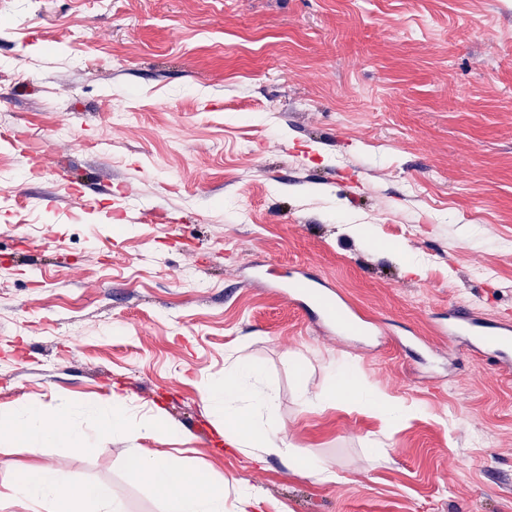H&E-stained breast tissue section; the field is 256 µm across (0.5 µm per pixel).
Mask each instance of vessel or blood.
<instances>
[{"label": "vessel or blood", "instance_id": "b4317fda", "mask_svg": "<svg viewBox=\"0 0 512 512\" xmlns=\"http://www.w3.org/2000/svg\"><path fill=\"white\" fill-rule=\"evenodd\" d=\"M294 294L301 307L314 315L339 335L360 336L364 329L355 311L343 299L333 298L323 289L322 281L315 280L301 269L290 275ZM446 332L449 338H467L473 348L492 352L502 363L512 365V324L473 317L465 309H454L448 315Z\"/></svg>", "mask_w": 512, "mask_h": 512}]
</instances>
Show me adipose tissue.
I'll use <instances>...</instances> for the list:
<instances>
[{
    "label": "adipose tissue",
    "mask_w": 512,
    "mask_h": 512,
    "mask_svg": "<svg viewBox=\"0 0 512 512\" xmlns=\"http://www.w3.org/2000/svg\"><path fill=\"white\" fill-rule=\"evenodd\" d=\"M262 370L252 363H239L225 371L221 380L207 385L202 393L206 406H223L224 439L233 446L259 449L273 454L284 462L289 471L304 474L322 483L336 479L333 469L321 464L316 456L294 448L287 430L276 425L272 414L275 396L272 392L250 390V381L259 379ZM302 404L306 409L317 410L329 404L374 411L388 422H398L401 407L380 392L369 381L354 377L347 368H335L328 387L315 393H303ZM82 407L73 404L46 414L40 408L27 406L20 412H0V438L21 441L31 450L55 444L75 451L85 444L83 435L70 426L72 418ZM156 420L133 422L126 413L122 395H113L108 410L102 417V437L113 433L140 436L151 433ZM135 463L130 475L160 489L167 502V512H224V487L206 482L198 474L170 456L147 453L133 449ZM13 499L39 505L51 499L55 512H68L76 503L97 505L99 512H123L121 501L111 486L85 483L74 479L59 469L45 466L39 469L19 470L11 485Z\"/></svg>",
    "instance_id": "obj_1"
}]
</instances>
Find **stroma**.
Masks as SVG:
<instances>
[{
	"instance_id": "35a3bbf8",
	"label": "stroma",
	"mask_w": 512,
	"mask_h": 512,
	"mask_svg": "<svg viewBox=\"0 0 512 512\" xmlns=\"http://www.w3.org/2000/svg\"><path fill=\"white\" fill-rule=\"evenodd\" d=\"M297 265L383 336L328 334ZM455 306L512 316V0H0V410L118 392L182 432L0 440L1 494L51 465L164 512L141 448L265 512H512V367L441 336ZM235 360L336 482L227 448L201 392ZM334 363L404 419L304 410ZM261 504L262 497L252 486L241 485L236 492L233 512H263Z\"/></svg>"
}]
</instances>
